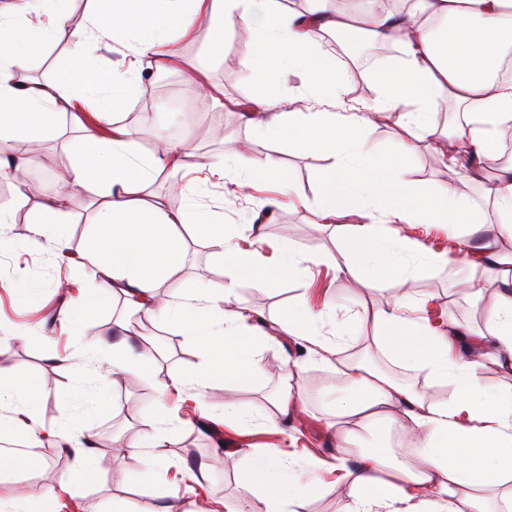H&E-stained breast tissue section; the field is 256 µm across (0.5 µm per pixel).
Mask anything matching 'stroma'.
<instances>
[{"label": "stroma", "mask_w": 512, "mask_h": 512, "mask_svg": "<svg viewBox=\"0 0 512 512\" xmlns=\"http://www.w3.org/2000/svg\"><path fill=\"white\" fill-rule=\"evenodd\" d=\"M69 25L48 46L40 48L28 60L29 77L47 82L55 79L78 48L76 32L85 23L89 0H70ZM253 31L239 27L230 36L232 50L217 55L211 52L206 28H199L188 40L177 43L181 65L171 72L172 89H164L151 72H142L140 82L127 107L116 114V124L134 129L141 149H148L153 136L166 130L172 139H180L183 130L193 134L192 148L198 161L230 153L240 144H248L254 165L267 158L279 159L286 167L297 195L315 200L321 181L331 164L323 155H305L293 144L271 142L257 137L240 119V108L247 104L251 88L243 75L239 47L250 43ZM393 55H381L373 43H365L362 54L353 57L348 68L360 75L362 84H351L344 99V111H351L363 98L364 92L379 96L373 81L376 66L393 62ZM202 78L220 91V102L197 105L195 78ZM29 136L18 135L13 142L15 154L26 155L35 147ZM42 154L51 159L49 167H30L27 179L32 188L27 210L14 223L0 227V337L9 343L0 349V365L12 368L23 380L40 391L39 414L43 429L35 444L24 436H16L15 444L29 446L41 465L32 471L20 472L15 479L0 483V498L15 499L26 493L57 485L67 474L72 457L59 448L57 432L72 430L84 420H92L97 448V476L92 483L75 488L60 500V512H87L95 505L110 512L113 502L123 504L126 512L141 508L163 507L171 497H178L186 512H193L201 498L214 501L238 499L242 491L236 482L237 472L255 459L264 448L279 451L296 449L297 453H312L325 459L336 454V437L328 428L329 392L336 384L335 363L315 361L299 377L309 418L297 424L298 441L289 445L287 434L267 432L259 427L213 429L199 425L196 417L181 410L183 395L169 392L167 401L176 410L175 425L180 430L176 447L168 449L160 467V475L151 485L141 484L139 473L144 457L132 449L135 439L153 429L157 393L151 384L136 378L120 382L87 379L83 370L89 364V347L111 342L112 322L126 313L127 303L114 298L103 306L89 309L80 334H72L56 321L57 313L68 304L67 285L92 287L93 282L80 263V255L92 229L95 209L86 197H69L61 213L69 222V253L36 246L31 241L30 225L40 209L41 190L49 172L73 170L79 160L81 132L71 115L59 118L56 137L41 141ZM414 184L435 188L448 180V171L441 155L433 146L419 149L410 162L408 174ZM495 174L479 165L466 163L457 185L464 202L481 211L488 221H495L496 211L488 188ZM231 178L213 179L204 193L194 191L184 169H168L158 174L150 185L153 194L164 196L171 212L198 206L211 211L225 224H247L256 209L262 192L253 197H236ZM315 217L294 197H282L273 218L264 226L265 239L259 245L262 257L273 259L280 243L289 242L300 248H313L324 255L325 261L314 266L306 277H282L275 285L241 284L237 296L243 307L274 321L291 306L308 304L324 311L323 332L332 336L348 331L353 335L342 350L343 356H363L370 365L388 375L403 374V382L425 392L429 400L441 402L448 397V388L425 373L403 368L390 361L367 339L374 331L356 324L357 314L364 308L385 303L387 295L379 290H357L340 278L334 269L338 248L351 231L350 219L315 228ZM476 270L471 257L461 256L443 266L406 264L403 280L413 296L426 303L429 316L436 325L453 320L474 330H485L484 311L494 300L499 284L488 280L483 284V300L474 304L456 288L458 281ZM225 269L201 244L189 242L183 261L176 272L166 279L161 294L171 289L187 291L200 281L224 282ZM16 329L29 332L26 340L10 339ZM154 343L166 353L160 365V378L188 371L197 360L194 345L182 336L170 333L166 326H157ZM277 380L270 379L250 388L224 385L217 381L203 391V399L214 414H222L224 405L237 402L244 405L263 403L267 395L278 390ZM204 465L207 480L203 485L189 487L184 466Z\"/></svg>", "instance_id": "35a3bbf8"}]
</instances>
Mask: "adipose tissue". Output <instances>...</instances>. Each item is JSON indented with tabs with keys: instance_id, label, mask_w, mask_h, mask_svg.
Returning <instances> with one entry per match:
<instances>
[{
	"instance_id": "obj_1",
	"label": "adipose tissue",
	"mask_w": 512,
	"mask_h": 512,
	"mask_svg": "<svg viewBox=\"0 0 512 512\" xmlns=\"http://www.w3.org/2000/svg\"><path fill=\"white\" fill-rule=\"evenodd\" d=\"M91 2L78 33L81 44L124 36L132 56L157 71L178 66L174 41L191 35L200 24H207L210 46L220 54L230 49L235 28L255 30L256 40L241 52L254 89L242 112L246 125L259 137H285L306 152L333 158L321 191L310 204L318 223L348 216L363 220L335 263L338 278L369 290L389 277H402L403 255L417 254L429 266L447 263V256L415 249L402 235V225L447 224L465 236L484 228L485 218L457 196L452 184L425 191L410 182L407 161L434 135V117L451 100L467 118L444 146L449 176L457 175L461 159L469 155L486 164L497 162L499 135L512 128V82H499L495 76L504 49L512 46V0H407V8L399 11L387 9L382 0H369L368 8L356 16L334 8L332 0H314V8L305 15L282 7L279 0ZM44 3L15 0L9 13H0V170L19 172L27 166L12 155L17 133L52 137L60 112L90 99L100 118L110 121L126 107L140 76L136 66L113 71L111 93L101 98L90 57L79 56L52 81L24 83L21 72L33 50L50 43L68 22L65 0H54L49 9ZM329 32L359 33L400 48L399 59L375 74L381 95L363 100L357 111L325 107L326 102L342 101L351 81L349 71L322 47L320 36ZM290 73L301 76L320 109L293 111L289 99L274 93V86ZM387 112L400 115L399 156L394 160L378 154L362 136ZM81 140L74 174L64 179L61 192L45 196L31 225L35 242L60 251L69 239L58 218L61 194H82L95 207L94 230L82 259L98 286L61 311L60 324L74 326L78 305L101 304L120 295L139 312V327L165 324L188 337L199 356L187 373L158 378L157 358L130 350L127 339L137 327L120 318L112 323L120 341L96 349L94 377L132 375L153 382L163 394L171 388L199 391L217 379L258 383L275 370L282 389L272 398L270 411L228 404L224 424L240 428L256 422L276 430L299 421L306 406L296 379L309 362L340 353V345L323 336L320 314L307 307L287 309L271 327L261 316L245 312L236 295L238 282L266 284L284 272L302 275L322 260L320 253L288 243L279 249L276 268L259 264L254 246L263 242V224L279 207V199H266L255 212L246 229L254 243L248 249L240 244L242 231L218 223L211 212L171 214L160 201L149 199L147 188L156 175L192 157L189 139L169 140L162 149L145 152L131 128L113 124L110 138L86 127ZM207 168L213 174L232 175L243 190L258 181L284 192L292 188L276 159L257 167L243 148ZM186 228L223 263L231 279L222 285L205 283L188 293L174 289L159 298L165 278L183 260ZM503 264V258L486 250L483 273L502 288L487 311L486 332L472 336L465 354H458L451 336L427 318L413 317L417 301L409 293L396 292L384 306L364 311L377 345L399 362L449 385L450 396L434 403L363 361L340 362L331 390L337 446L342 449L348 443L349 422L394 416L411 437L414 456L409 463L396 465L382 448L362 449L352 463L342 452L337 454L330 465L335 478L322 488L336 494L339 512H497L498 503L512 502V392H485L478 378L489 363L512 372V274ZM288 339L307 341L308 354L282 356L274 368L260 358L262 349ZM5 402L12 405L13 415L0 417V432L37 437L42 423L35 390L0 369V404ZM155 419L154 432L135 442L146 451L139 476L143 482L157 476V449L178 443L165 401L157 402ZM95 462L93 450L77 449L72 469L59 487L1 501L0 512H59L62 494L87 482ZM239 482L245 495L225 503L224 512H293L295 502L311 487L300 459L269 448L241 472Z\"/></svg>"
}]
</instances>
